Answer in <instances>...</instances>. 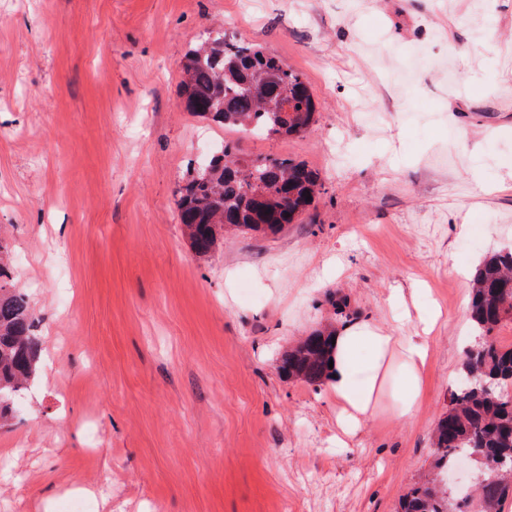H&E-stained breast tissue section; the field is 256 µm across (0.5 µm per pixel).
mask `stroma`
Listing matches in <instances>:
<instances>
[{"label":"stroma","instance_id":"35a3bbf8","mask_svg":"<svg viewBox=\"0 0 512 512\" xmlns=\"http://www.w3.org/2000/svg\"><path fill=\"white\" fill-rule=\"evenodd\" d=\"M218 29L303 76L305 132L186 109L180 61ZM226 142L324 190L200 257L175 190ZM0 242L41 342L0 512H397L476 340L466 273L512 248V0H0ZM334 294L426 336L411 416L396 358L349 435L280 373Z\"/></svg>","mask_w":512,"mask_h":512}]
</instances>
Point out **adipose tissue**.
Masks as SVG:
<instances>
[{
	"mask_svg": "<svg viewBox=\"0 0 512 512\" xmlns=\"http://www.w3.org/2000/svg\"><path fill=\"white\" fill-rule=\"evenodd\" d=\"M397 351L403 357V375L396 415L403 418L413 412L422 396V374L428 354L425 341L402 340L367 322H356L337 331L332 353L333 376L327 386L340 407L338 424L343 432L359 428L371 415L382 385L385 359Z\"/></svg>",
	"mask_w": 512,
	"mask_h": 512,
	"instance_id": "ef3b65f1",
	"label": "adipose tissue"
}]
</instances>
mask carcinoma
I'll return each instance as SVG.
<instances>
[{"mask_svg": "<svg viewBox=\"0 0 512 512\" xmlns=\"http://www.w3.org/2000/svg\"><path fill=\"white\" fill-rule=\"evenodd\" d=\"M181 67L187 110L214 124L270 137L299 134L313 121L316 106L302 75L251 44L210 34ZM320 191L318 174L302 162L263 157L244 164L226 145L179 185L176 205L191 247L208 256L224 226L276 233L313 206ZM3 250L0 244L1 414L32 379L40 344L29 296L7 287ZM469 317L480 342L466 348L459 386L433 430L437 476L413 483L401 512H456L457 496L438 476L465 455L476 456L481 467L483 480L472 494L480 512H500L512 494V346L495 336L503 321L512 320V250L495 252L476 267ZM335 331L332 325L318 329L289 348L280 372L316 389L326 385Z\"/></svg>", "mask_w": 512, "mask_h": 512, "instance_id": "cac0c4a2", "label": "carcinoma"}]
</instances>
